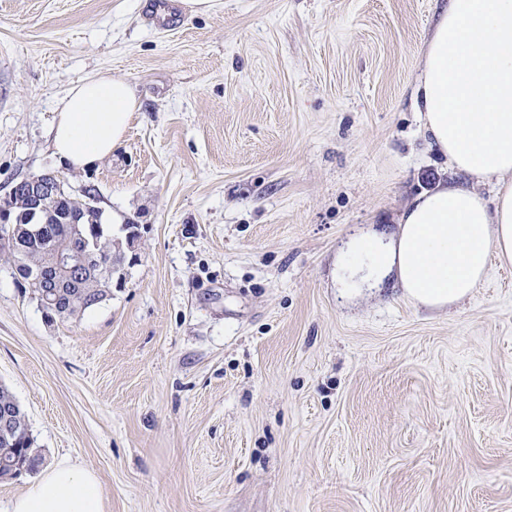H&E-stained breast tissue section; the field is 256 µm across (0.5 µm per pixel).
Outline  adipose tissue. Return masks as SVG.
<instances>
[{
    "label": "adipose tissue",
    "instance_id": "obj_1",
    "mask_svg": "<svg viewBox=\"0 0 512 512\" xmlns=\"http://www.w3.org/2000/svg\"><path fill=\"white\" fill-rule=\"evenodd\" d=\"M421 129L467 184L416 197L387 240L357 237L344 262L358 283L395 275L426 304L467 297L492 260L512 263V0H448L421 52L416 85ZM138 101L123 80L75 83L56 108L57 163L93 168L122 142ZM493 184V200L476 187ZM10 512H104L97 474L61 459L11 502Z\"/></svg>",
    "mask_w": 512,
    "mask_h": 512
}]
</instances>
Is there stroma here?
Returning <instances> with one entry per match:
<instances>
[{
	"label": "stroma",
	"mask_w": 512,
	"mask_h": 512,
	"mask_svg": "<svg viewBox=\"0 0 512 512\" xmlns=\"http://www.w3.org/2000/svg\"><path fill=\"white\" fill-rule=\"evenodd\" d=\"M447 3L0 0V200L51 172L138 226L77 320L0 267V384L105 512H512V264L435 309L337 281L453 177L413 99ZM101 75L140 108L64 170L55 109Z\"/></svg>",
	"instance_id": "obj_1"
}]
</instances>
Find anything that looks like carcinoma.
I'll return each instance as SVG.
<instances>
[{
    "mask_svg": "<svg viewBox=\"0 0 512 512\" xmlns=\"http://www.w3.org/2000/svg\"><path fill=\"white\" fill-rule=\"evenodd\" d=\"M58 189L48 202L39 224H33L24 190L9 193L8 207L15 222L0 224V261L14 278L31 289L47 319H74L101 304L112 292V280L97 268L101 258L116 259L117 247L105 232L97 197L90 190L72 193L64 178L53 176ZM67 245L89 255L91 268L74 279L63 278L60 287L47 294L29 280L27 271L50 264L53 253ZM12 412L8 429L0 428V478L12 479L35 471L42 459L34 447L24 412L8 389L0 386V409Z\"/></svg>",
    "mask_w": 512,
    "mask_h": 512,
    "instance_id": "1",
    "label": "carcinoma"
}]
</instances>
